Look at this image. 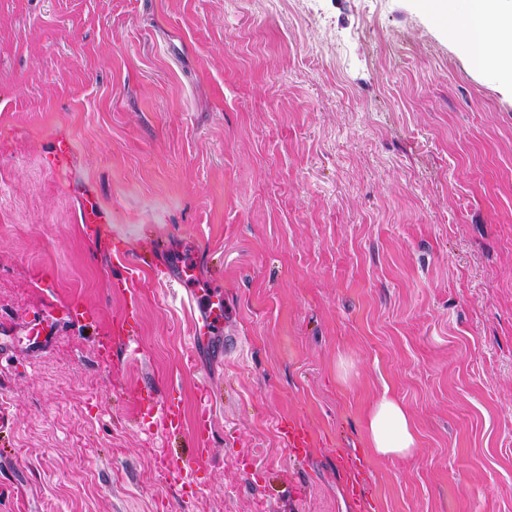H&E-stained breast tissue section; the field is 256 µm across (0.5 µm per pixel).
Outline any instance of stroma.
Here are the masks:
<instances>
[{
	"label": "stroma",
	"mask_w": 512,
	"mask_h": 512,
	"mask_svg": "<svg viewBox=\"0 0 512 512\" xmlns=\"http://www.w3.org/2000/svg\"><path fill=\"white\" fill-rule=\"evenodd\" d=\"M465 11L0 0V512H512V87ZM213 292L237 342L184 368ZM385 393L403 459L367 442ZM213 421V401L208 387L203 384L200 390L199 402L196 413V433L200 440L201 448H195L194 462H199L207 455L209 448L207 446L210 439L211 426ZM366 431L370 448L383 457H404L418 447L410 413L386 393L371 407L366 418ZM160 421L163 430L169 434L179 433L183 426V410L181 400L169 395L163 401L160 410ZM279 433L285 449L291 456H300L310 445L308 433L299 424L283 425L279 428Z\"/></svg>",
	"instance_id": "stroma-1"
}]
</instances>
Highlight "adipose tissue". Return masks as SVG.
<instances>
[{
	"mask_svg": "<svg viewBox=\"0 0 512 512\" xmlns=\"http://www.w3.org/2000/svg\"><path fill=\"white\" fill-rule=\"evenodd\" d=\"M512 17V0H468L458 36L467 48L475 68L497 60L503 78L512 79V31L489 26L491 15ZM370 448L383 456H407L418 446L415 425L405 407L396 399L381 396L366 418Z\"/></svg>",
	"mask_w": 512,
	"mask_h": 512,
	"instance_id": "ef3b65f1",
	"label": "adipose tissue"
}]
</instances>
